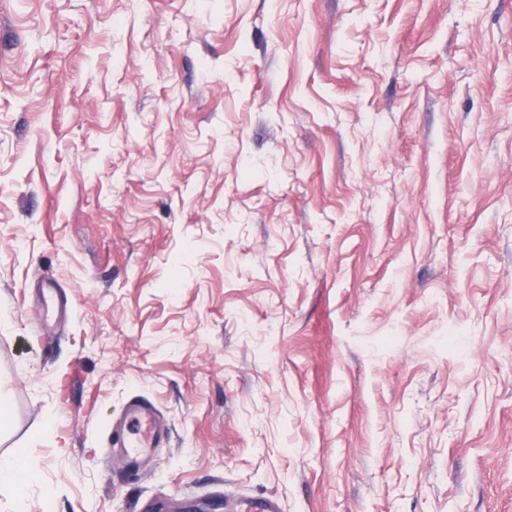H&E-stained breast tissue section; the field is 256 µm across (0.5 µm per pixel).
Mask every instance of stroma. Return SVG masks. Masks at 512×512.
Returning <instances> with one entry per match:
<instances>
[{
  "instance_id": "1",
  "label": "stroma",
  "mask_w": 512,
  "mask_h": 512,
  "mask_svg": "<svg viewBox=\"0 0 512 512\" xmlns=\"http://www.w3.org/2000/svg\"><path fill=\"white\" fill-rule=\"evenodd\" d=\"M0 396V512H512V0H0ZM128 413L132 428L128 434L118 437L121 445L117 453L126 459L128 467H133L139 457L159 445L160 435L154 426V412L150 405L133 401ZM37 467L38 462L33 458H28L23 463L17 461L13 465H3L0 462V486L21 490ZM229 512H283L281 501L275 496L246 497L227 502Z\"/></svg>"
}]
</instances>
